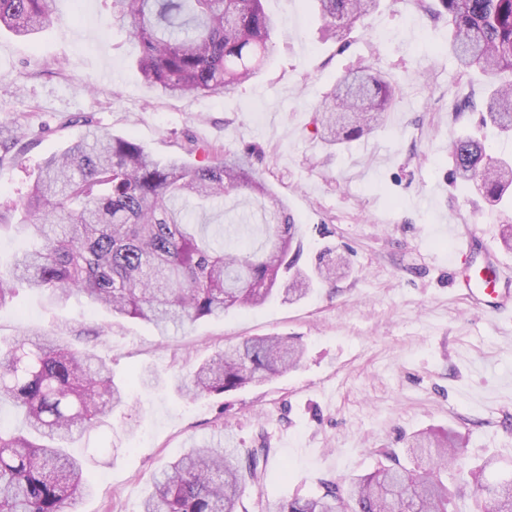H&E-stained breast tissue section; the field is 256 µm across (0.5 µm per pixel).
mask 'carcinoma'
I'll return each mask as SVG.
<instances>
[{"label":"carcinoma","mask_w":512,"mask_h":512,"mask_svg":"<svg viewBox=\"0 0 512 512\" xmlns=\"http://www.w3.org/2000/svg\"><path fill=\"white\" fill-rule=\"evenodd\" d=\"M55 0H0V28L27 38L48 25ZM327 32L347 41L379 0H313ZM448 24L438 49L459 72L491 79L483 123L512 134V0H416ZM112 14L138 42L144 81L172 97L221 96L253 79L279 51L278 20L262 0H112ZM399 85L379 66L337 79L313 117L330 145L369 135L397 101ZM453 178L471 183L492 208L512 201V159L497 156L469 134L452 141ZM243 192L259 203L261 220L226 224L222 237L195 223L194 211ZM0 225L40 243L0 269V308L19 285L63 306L76 294L114 315L136 318L160 333L186 322L221 317L277 297L301 300L329 285L333 263L300 267L299 227L286 204L257 176L248 153L216 150L194 165L156 157L129 137L92 127L50 153L21 206L0 213ZM303 348L275 334L253 336L216 352L178 390L193 400L261 383L295 368ZM11 403L25 430L0 423V512H66L93 491L68 445L128 406L124 387L105 362L72 347L63 330L0 341V402ZM453 431H422L408 441L414 467L385 466L324 492L282 501L277 512H448L450 471L458 493L470 489L476 512H512V474L491 482L493 457L461 461ZM270 449L185 450L154 479L141 512H239L246 481H259Z\"/></svg>","instance_id":"1"}]
</instances>
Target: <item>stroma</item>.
I'll list each match as a JSON object with an SVG mask.
<instances>
[{
    "label": "stroma",
    "instance_id": "stroma-1",
    "mask_svg": "<svg viewBox=\"0 0 512 512\" xmlns=\"http://www.w3.org/2000/svg\"><path fill=\"white\" fill-rule=\"evenodd\" d=\"M264 6L282 23L280 53L225 97L158 95L138 71L128 27L110 19L111 0H55L52 23L30 41L0 32V141L23 135L0 154V211L22 203L43 158L87 119L158 157L183 154L191 140L252 153L300 226L304 262L348 263L333 286L300 301L233 310L165 336L80 295L56 308L19 289L0 308V338L66 329L106 361L134 405L70 445L90 459L95 483L72 512H139L154 474L200 442L269 449L265 479L245 487L246 512H275L324 481L371 473L429 428L465 436L467 462L493 455L512 469V319L472 309L450 267L452 224L468 225L512 267L499 245L503 215L451 177L456 134L487 136L495 154L512 155L511 136L484 132L479 113L455 112L463 97L481 95L485 78L458 74L435 52L448 28L412 0H382L345 43L325 38L311 0ZM360 63L398 78L401 96L371 135L327 146L312 117L336 77ZM267 334L303 344L297 369L195 400L170 386L194 361ZM148 371L159 385L140 383Z\"/></svg>",
    "mask_w": 512,
    "mask_h": 512
}]
</instances>
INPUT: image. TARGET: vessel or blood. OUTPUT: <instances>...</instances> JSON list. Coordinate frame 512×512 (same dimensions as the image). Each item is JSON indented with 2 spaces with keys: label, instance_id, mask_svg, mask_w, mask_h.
Instances as JSON below:
<instances>
[{
  "label": "vessel or blood",
  "instance_id": "1",
  "mask_svg": "<svg viewBox=\"0 0 512 512\" xmlns=\"http://www.w3.org/2000/svg\"><path fill=\"white\" fill-rule=\"evenodd\" d=\"M448 234L454 242L453 261H456L457 287L479 310L498 317H512V295L502 292L500 284L504 267L494 258H487L480 266L469 265L474 253L485 249V242L472 230L457 224L449 225Z\"/></svg>",
  "mask_w": 512,
  "mask_h": 512
}]
</instances>
